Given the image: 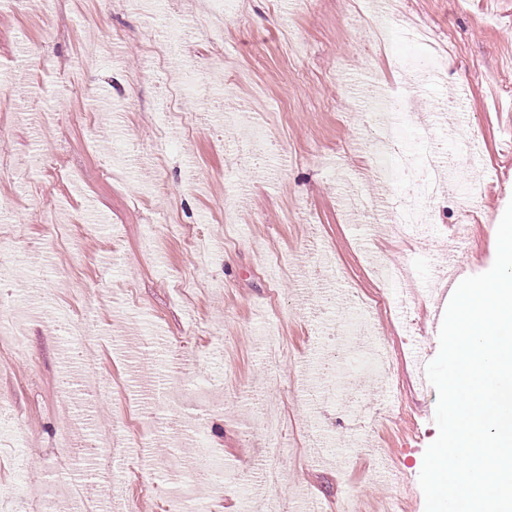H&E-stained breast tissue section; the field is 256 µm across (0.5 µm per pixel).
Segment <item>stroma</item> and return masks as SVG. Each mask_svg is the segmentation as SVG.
<instances>
[{
    "label": "stroma",
    "mask_w": 512,
    "mask_h": 512,
    "mask_svg": "<svg viewBox=\"0 0 512 512\" xmlns=\"http://www.w3.org/2000/svg\"><path fill=\"white\" fill-rule=\"evenodd\" d=\"M370 7L235 0L219 41L198 31L205 0L165 10L152 0H57L47 16L0 8V250L13 258L0 292L33 310L25 350L0 345V402L10 413L0 422V486L19 501L53 487L60 512H75L59 489L90 478L93 462L82 452L58 462L65 417L79 445L112 428L131 485L149 479L157 489L138 508L165 512L160 461L195 446L164 435L139 446L135 410L141 391L161 388L178 349L196 359L180 373L177 414L203 419L198 444L228 466L266 455L281 471L279 488L217 495L215 512H254L265 496L278 512H334L352 495L364 512L393 502L425 512L419 474L438 435L437 393L416 358L439 350L442 251L460 275L489 270L493 226L512 202V0H395L383 49L357 25V10ZM166 24L187 34L157 67ZM418 27L446 52L439 83L399 117V151L414 160L434 144L450 180L436 221L397 240L389 219L346 202L384 189L398 209L425 203L417 185L378 180L385 159L353 89L407 91L393 61L426 63L422 42L407 36ZM188 61L203 84L183 92ZM450 99L457 109L439 124L433 107ZM219 110L265 130L256 155L233 160L244 125L220 123ZM179 225L204 235L205 257L182 248ZM380 266L403 270L409 292L367 320V334L392 352L404 391L391 398L367 380L364 354L339 344L341 387L335 401L318 402L324 343L358 316L348 291L390 293ZM61 319L86 324L93 379L71 371L69 344L55 333ZM271 328L285 351L275 363L261 346ZM254 396L281 416L282 447L266 449ZM363 434L377 453L359 451Z\"/></svg>",
    "instance_id": "stroma-1"
}]
</instances>
